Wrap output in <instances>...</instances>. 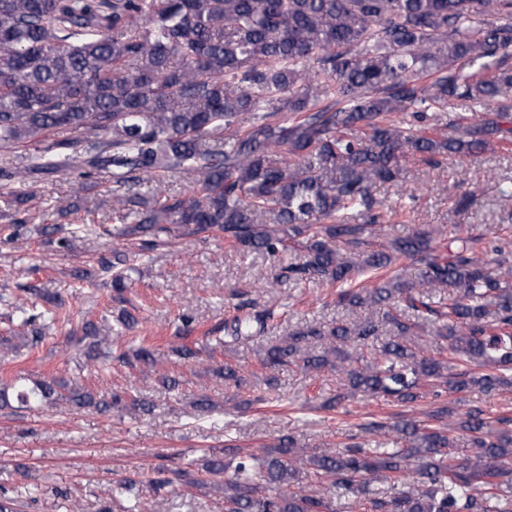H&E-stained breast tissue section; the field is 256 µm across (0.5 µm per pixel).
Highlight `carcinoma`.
Segmentation results:
<instances>
[{
  "instance_id": "obj_1",
  "label": "carcinoma",
  "mask_w": 512,
  "mask_h": 512,
  "mask_svg": "<svg viewBox=\"0 0 512 512\" xmlns=\"http://www.w3.org/2000/svg\"><path fill=\"white\" fill-rule=\"evenodd\" d=\"M298 83L306 92L295 97ZM458 101L483 115L435 133L428 113ZM511 110L512 0H0V150L43 144L0 179L76 172L82 194L102 172L131 186L186 171L190 195L125 197L131 222L120 235L148 248L172 224L216 230L273 259L300 243L303 260L278 276L334 286L337 304L376 314L300 328L262 357L272 390L283 367L335 369L340 389L326 410L357 393L408 404L441 389L512 385L511 252L469 231L441 245L440 228L369 243L390 222L375 188L400 180L403 157L436 168L507 144L512 128L499 118ZM394 112L406 113L403 125L391 123ZM57 129L105 139L82 152L76 139L45 143ZM403 258L412 269L396 267ZM427 288L448 291V304L434 305ZM270 318H235L224 345L264 333ZM40 319L53 323L47 310L24 315L18 335L41 342ZM427 326L438 344L429 357L418 344ZM81 331L92 339L88 360L112 361L109 337L90 321ZM449 354L462 361L453 374ZM121 359L143 374L156 362L143 346ZM14 401L105 414L122 397L51 376L1 385L0 409ZM449 417L436 406L422 423L362 424L379 452L362 443L305 450L290 436L261 454L227 446L205 460V479L185 485L224 489L226 512H333L334 488L367 512H512V418L492 424L478 408ZM456 431L468 436L463 457ZM305 467L328 478L326 492L299 486ZM376 480L394 493L372 490ZM145 482L156 493L172 485L162 470L117 481L129 512H151Z\"/></svg>"
}]
</instances>
